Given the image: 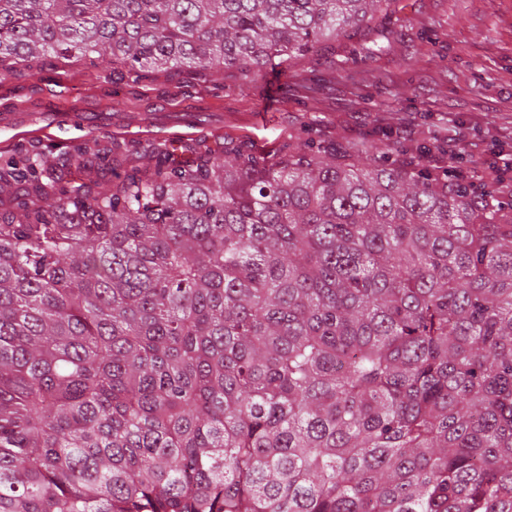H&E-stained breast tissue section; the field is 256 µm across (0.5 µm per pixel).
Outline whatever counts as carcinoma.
I'll return each mask as SVG.
<instances>
[{
    "mask_svg": "<svg viewBox=\"0 0 512 512\" xmlns=\"http://www.w3.org/2000/svg\"><path fill=\"white\" fill-rule=\"evenodd\" d=\"M391 0H0V63L261 71ZM310 142L0 184V512H512V200Z\"/></svg>",
    "mask_w": 512,
    "mask_h": 512,
    "instance_id": "cac0c4a2",
    "label": "carcinoma"
}]
</instances>
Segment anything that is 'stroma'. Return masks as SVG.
Here are the masks:
<instances>
[{
    "label": "stroma",
    "mask_w": 512,
    "mask_h": 512,
    "mask_svg": "<svg viewBox=\"0 0 512 512\" xmlns=\"http://www.w3.org/2000/svg\"><path fill=\"white\" fill-rule=\"evenodd\" d=\"M74 112L78 123L60 121ZM350 160L372 141L470 181L512 148V0H392L315 52L249 76L46 55L0 71V172L33 159L105 191L158 151L276 155L305 140ZM463 151L449 157V141Z\"/></svg>",
    "instance_id": "stroma-1"
}]
</instances>
